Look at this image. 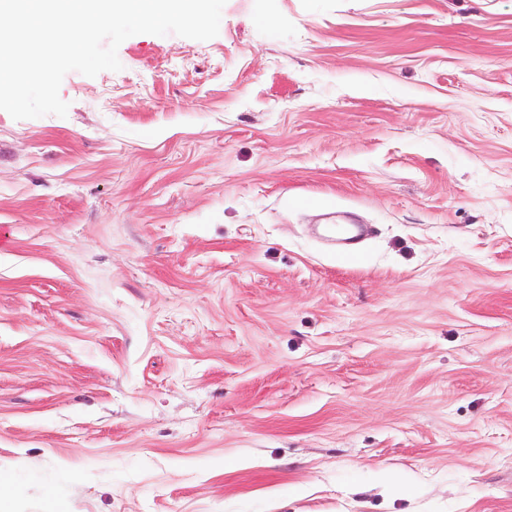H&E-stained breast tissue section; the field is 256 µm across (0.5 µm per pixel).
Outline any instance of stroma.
<instances>
[{"label":"stroma","mask_w":512,"mask_h":512,"mask_svg":"<svg viewBox=\"0 0 512 512\" xmlns=\"http://www.w3.org/2000/svg\"><path fill=\"white\" fill-rule=\"evenodd\" d=\"M118 58L0 110L17 512H512V0H226Z\"/></svg>","instance_id":"stroma-1"}]
</instances>
